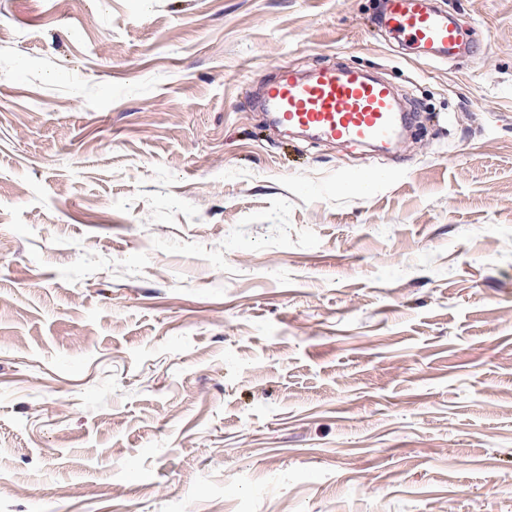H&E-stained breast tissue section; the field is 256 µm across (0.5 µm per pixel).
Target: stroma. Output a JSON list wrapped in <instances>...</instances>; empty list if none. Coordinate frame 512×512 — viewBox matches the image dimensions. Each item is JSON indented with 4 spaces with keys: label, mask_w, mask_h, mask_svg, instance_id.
<instances>
[{
    "label": "stroma",
    "mask_w": 512,
    "mask_h": 512,
    "mask_svg": "<svg viewBox=\"0 0 512 512\" xmlns=\"http://www.w3.org/2000/svg\"><path fill=\"white\" fill-rule=\"evenodd\" d=\"M435 4L0 0V512H512V0ZM329 64L402 146L272 128ZM381 21L396 39L425 56L447 59L461 52L459 30L433 0H385Z\"/></svg>",
    "instance_id": "obj_1"
}]
</instances>
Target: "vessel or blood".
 <instances>
[{
	"label": "vessel or blood",
	"mask_w": 512,
	"mask_h": 512,
	"mask_svg": "<svg viewBox=\"0 0 512 512\" xmlns=\"http://www.w3.org/2000/svg\"><path fill=\"white\" fill-rule=\"evenodd\" d=\"M383 25L398 40L434 59L460 54L462 38L433 0H385ZM275 125L332 142L391 143L404 107L391 85L360 71L323 66L298 76L282 73L265 90Z\"/></svg>",
	"instance_id": "1"
}]
</instances>
